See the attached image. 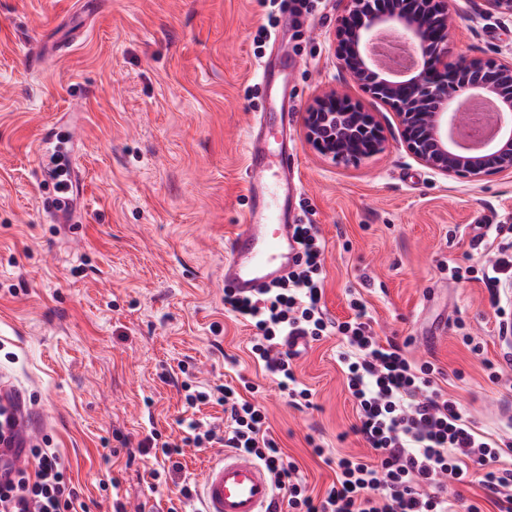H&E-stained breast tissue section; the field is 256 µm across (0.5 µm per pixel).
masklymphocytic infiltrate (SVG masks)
<instances>
[{"label":"lymphocytic infiltrate","mask_w":512,"mask_h":512,"mask_svg":"<svg viewBox=\"0 0 512 512\" xmlns=\"http://www.w3.org/2000/svg\"><path fill=\"white\" fill-rule=\"evenodd\" d=\"M292 234L303 257L273 286L249 297L224 293V308L254 329L250 353L276 379L281 394L298 408L312 407V393L283 352L284 337L308 341L341 335L338 359L348 391L356 404L354 427L372 459L341 457L336 479L316 493L298 465L286 459L269 434L265 414L252 396L259 387L243 381L211 393L184 384L188 406H222L226 427L189 421L187 440L195 447L223 444L253 455L271 473L277 491L287 499L289 512H483L479 505L461 509L449 486L475 483L485 492L494 512H512V442L484 432L467 416L459 401L442 388L444 373L429 361L411 359L406 344L376 336L361 298L350 301L355 316L338 322L321 300L325 244L315 224L293 225ZM487 259L467 267L454 266L451 278L481 281L489 292L512 277V225L489 224L481 235ZM14 399L0 402V512H76L80 493L67 475L61 456L27 442L16 417ZM26 455L30 466L13 458Z\"/></svg>","instance_id":"lymphocytic-infiltrate-1"}]
</instances>
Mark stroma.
Masks as SVG:
<instances>
[{"instance_id":"1","label":"stroma","mask_w":512,"mask_h":512,"mask_svg":"<svg viewBox=\"0 0 512 512\" xmlns=\"http://www.w3.org/2000/svg\"><path fill=\"white\" fill-rule=\"evenodd\" d=\"M311 13L268 0H0V380L40 422L85 512H169L223 451L184 446L164 458L151 437L182 441L186 420L223 417L187 408L181 366L214 388L245 374L262 387L269 431L316 490L335 465L312 453L365 456L355 405L331 335L295 359L313 406L298 409L249 357L252 331L224 311V243L241 224L245 134L264 105L258 74L287 61L301 204L326 244L323 303L349 320L360 292L380 338L447 375V389L484 430L512 436V290L491 297L474 280L441 273L483 252L484 224L512 225V176L476 184L436 175L400 145L397 118L361 91L336 60L331 34L342 0ZM454 56L512 48V20L479 0H448ZM59 52L30 70L34 42ZM345 91L382 124L390 146L356 165L324 158L303 135L323 90ZM69 140L79 193L63 223L41 206L37 145L47 129ZM482 348L473 354L463 334Z\"/></svg>"}]
</instances>
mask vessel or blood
I'll list each match as a JSON object with an SVG mask.
<instances>
[{
    "instance_id": "1",
    "label": "vessel or blood",
    "mask_w": 512,
    "mask_h": 512,
    "mask_svg": "<svg viewBox=\"0 0 512 512\" xmlns=\"http://www.w3.org/2000/svg\"><path fill=\"white\" fill-rule=\"evenodd\" d=\"M283 125L279 112H264L247 135L244 172L250 202L241 228L227 241L224 285L245 295L272 285L294 266L297 246L287 223L288 179L298 155L272 148ZM200 512H276L275 485L250 455L228 450L204 471Z\"/></svg>"
}]
</instances>
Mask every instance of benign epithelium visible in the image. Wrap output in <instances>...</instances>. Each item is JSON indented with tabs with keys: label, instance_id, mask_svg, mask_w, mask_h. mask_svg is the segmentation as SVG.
<instances>
[{
	"label": "benign epithelium",
	"instance_id": "7a95c632",
	"mask_svg": "<svg viewBox=\"0 0 512 512\" xmlns=\"http://www.w3.org/2000/svg\"><path fill=\"white\" fill-rule=\"evenodd\" d=\"M332 43L351 81L395 112L400 143L435 174L477 183L512 176V52L448 63V0H343ZM489 15L512 18V0H482ZM421 49V58L392 78L377 68L373 46L388 33ZM500 103L499 133L460 152L452 133L466 119L463 99ZM305 140L335 164L355 165L385 152L383 126L349 96H315L303 116Z\"/></svg>",
	"mask_w": 512,
	"mask_h": 512
}]
</instances>
